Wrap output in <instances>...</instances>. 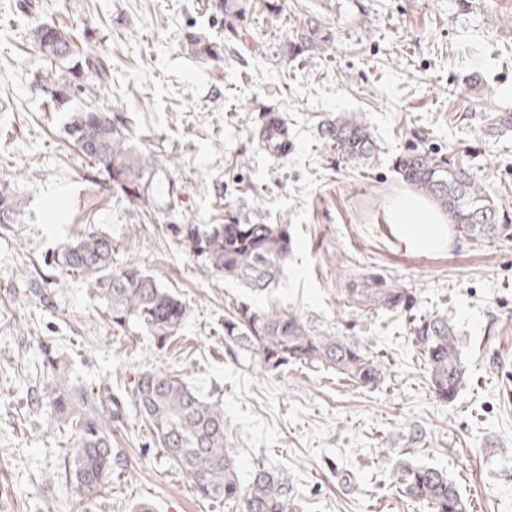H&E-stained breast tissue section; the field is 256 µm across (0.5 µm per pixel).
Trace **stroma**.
<instances>
[{"label":"stroma","mask_w":512,"mask_h":512,"mask_svg":"<svg viewBox=\"0 0 512 512\" xmlns=\"http://www.w3.org/2000/svg\"><path fill=\"white\" fill-rule=\"evenodd\" d=\"M249 0L260 51L225 49L203 61L185 50L196 32L224 38L214 0H0V177L24 198L19 223L0 229V512H79L64 477L67 435L32 408L46 373L42 345L75 385L121 400L112 471L90 512H225L200 501L125 405L141 371L185 372L224 404L240 470H278L288 512H431L403 496L385 449L443 466L469 512H512V243L449 245L419 253L385 221L410 194L395 160L418 146L467 164L494 199L512 201V0ZM319 12L329 43L289 57L295 26ZM73 33L82 53L111 65L104 97L130 121L172 193L149 190L142 211L83 157L65 132L78 99L55 103L37 81L45 60L36 28ZM288 124L292 147L274 158L253 132L263 112ZM358 114L378 151L350 162L324 139V121ZM284 224L292 250L272 288L216 277L175 232L183 224ZM108 233L118 264L146 269L186 307L175 339L113 329L86 281L28 287L85 228ZM380 280L411 289L416 314L446 315L464 367L456 400L440 401L408 316L349 299ZM247 302L291 309L318 331L355 337L384 364L362 387L335 370L295 363L261 371L224 343V314Z\"/></svg>","instance_id":"obj_1"}]
</instances>
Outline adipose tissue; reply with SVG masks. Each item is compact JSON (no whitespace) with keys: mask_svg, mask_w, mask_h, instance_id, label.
Instances as JSON below:
<instances>
[{"mask_svg":"<svg viewBox=\"0 0 512 512\" xmlns=\"http://www.w3.org/2000/svg\"><path fill=\"white\" fill-rule=\"evenodd\" d=\"M386 221L396 225L404 239L422 252L449 241L446 217L415 196L407 195L392 203L386 213Z\"/></svg>","mask_w":512,"mask_h":512,"instance_id":"1","label":"adipose tissue"}]
</instances>
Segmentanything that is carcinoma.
<instances>
[{
  "instance_id": "obj_1",
  "label": "carcinoma",
  "mask_w": 512,
  "mask_h": 512,
  "mask_svg": "<svg viewBox=\"0 0 512 512\" xmlns=\"http://www.w3.org/2000/svg\"><path fill=\"white\" fill-rule=\"evenodd\" d=\"M216 7L224 14L228 40L253 48L243 0H219ZM319 18L314 14L303 20L294 52L314 50L330 41ZM70 39V34L51 24L37 28L36 42L47 62L39 82L59 103L71 95H83V107L71 114L67 134L81 154L136 203L154 181V166L133 144L123 118L96 105L111 82L110 68L101 58L93 62L84 58L91 68V83H59L54 69L74 55ZM188 45L198 57L214 60L224 54L220 43L194 34L188 35ZM281 128H287L282 119L269 118L253 134L262 150L279 158L283 153L275 131ZM322 135L351 161L365 162L376 155V144L356 114L326 121ZM396 168L418 194L440 205L459 237L480 244L512 242V206L486 196L468 166L415 147L396 159ZM24 207L23 198L7 180L0 179V224L18 223ZM185 237L194 255L204 260L212 273L255 290L275 283L290 254L291 239L284 224L228 221L211 224L201 233L190 227ZM51 266L58 271L52 277L58 287L69 277L91 283L116 330L134 323L164 346L183 324L185 308L178 296L145 269L114 263L112 238L103 232L80 233L53 253ZM351 296L392 312L406 313L416 304L409 289L392 286L368 284L351 289ZM411 331L427 362L432 392L443 402H453L465 376L453 325L446 316L436 314L413 320ZM224 342L267 372L300 362L332 368L361 386L378 385L384 378L382 361L358 340L318 332L291 310L273 312L238 304L224 316ZM127 395L136 416L150 426L164 456L189 476L199 498L222 502L231 512H287L288 489L278 472L264 467L244 484L224 432V405L201 397L184 374L141 372L131 381ZM36 405L49 420L67 428L71 439L69 479L80 500L89 503L101 496L110 485L112 469L127 466L125 458L112 451V413L93 392L71 385L67 373L53 363ZM396 476L403 493L427 503L432 512H468V504L447 470L403 459Z\"/></svg>"
}]
</instances>
